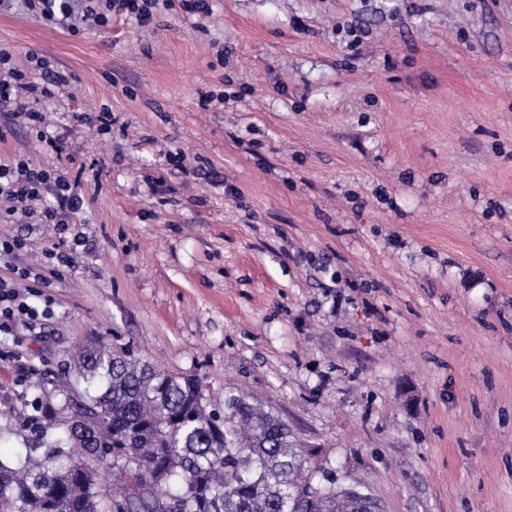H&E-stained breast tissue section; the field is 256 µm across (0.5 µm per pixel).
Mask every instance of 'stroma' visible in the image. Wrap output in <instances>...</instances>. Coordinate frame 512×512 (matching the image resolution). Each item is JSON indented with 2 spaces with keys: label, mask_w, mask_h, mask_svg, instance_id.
Wrapping results in <instances>:
<instances>
[{
  "label": "stroma",
  "mask_w": 512,
  "mask_h": 512,
  "mask_svg": "<svg viewBox=\"0 0 512 512\" xmlns=\"http://www.w3.org/2000/svg\"><path fill=\"white\" fill-rule=\"evenodd\" d=\"M209 5L73 34L0 0L15 67L72 76L38 106L59 148L1 111L0 156H71L84 200L67 266L54 225L0 224L43 312L0 335V455L101 337L273 412L384 512H512V0Z\"/></svg>",
  "instance_id": "stroma-1"
}]
</instances>
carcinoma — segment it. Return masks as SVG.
<instances>
[{
  "label": "carcinoma",
  "instance_id": "cac0c4a2",
  "mask_svg": "<svg viewBox=\"0 0 512 512\" xmlns=\"http://www.w3.org/2000/svg\"><path fill=\"white\" fill-rule=\"evenodd\" d=\"M57 408L34 397L45 442L0 458V512H382L356 487L303 477L288 424L236 395L209 409L202 381L160 370L104 340L80 345ZM100 448L112 456L99 457ZM111 472L119 493L101 486Z\"/></svg>",
  "mask_w": 512,
  "mask_h": 512
}]
</instances>
